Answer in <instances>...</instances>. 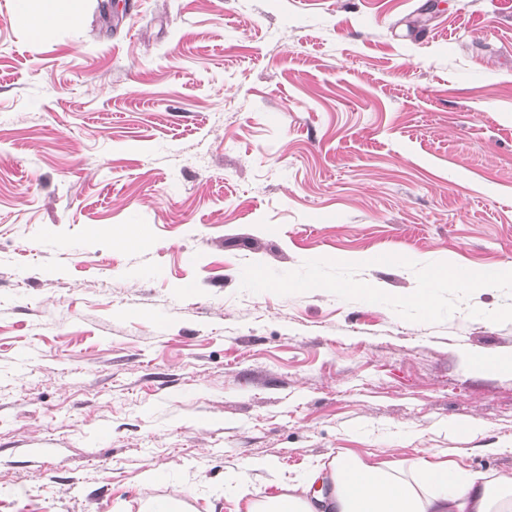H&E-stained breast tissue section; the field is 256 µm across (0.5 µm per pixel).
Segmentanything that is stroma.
Returning <instances> with one entry per match:
<instances>
[{
  "instance_id": "stroma-1",
  "label": "stroma",
  "mask_w": 512,
  "mask_h": 512,
  "mask_svg": "<svg viewBox=\"0 0 512 512\" xmlns=\"http://www.w3.org/2000/svg\"><path fill=\"white\" fill-rule=\"evenodd\" d=\"M99 2L34 40L0 0V512L512 471V373L470 365L512 279L413 303L512 264V0ZM458 271L461 270L451 260L440 261L424 271L423 280L426 287L417 296V301L424 313H432L434 309L433 302L431 301L433 288L440 284L448 283V286L461 284L465 288L478 292L487 288L492 281L506 274L512 276L511 265L508 268L494 270L492 277H489L483 270L461 271L463 273L462 276L458 275Z\"/></svg>"
}]
</instances>
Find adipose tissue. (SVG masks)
Here are the masks:
<instances>
[{
    "mask_svg": "<svg viewBox=\"0 0 512 512\" xmlns=\"http://www.w3.org/2000/svg\"><path fill=\"white\" fill-rule=\"evenodd\" d=\"M12 7L36 39L46 31L81 22L79 13L64 0H55L48 8L43 0H12ZM507 273L512 275V266L489 275L481 270L463 272L454 262L443 260L425 270V287L417 301L429 314L434 309L431 297L436 286L459 284L478 292L487 288L492 278ZM415 467L420 481L402 482L393 477L390 468L340 456L333 462L330 494L318 492L310 499L290 494L285 502H255L251 508L253 512H512V471L490 479L482 472L447 462L421 459Z\"/></svg>",
    "mask_w": 512,
    "mask_h": 512,
    "instance_id": "1",
    "label": "adipose tissue"
}]
</instances>
